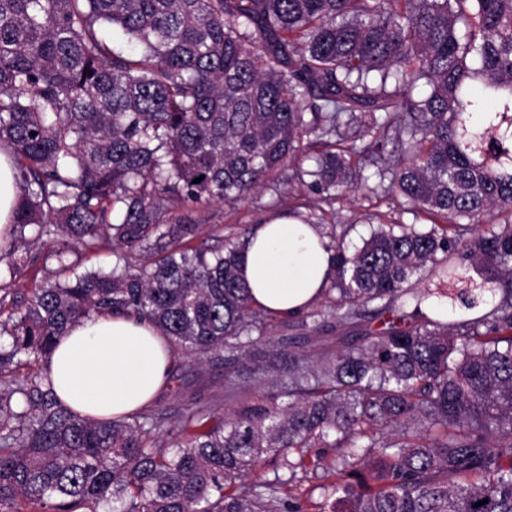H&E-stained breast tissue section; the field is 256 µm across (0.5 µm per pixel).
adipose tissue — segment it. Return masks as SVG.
Masks as SVG:
<instances>
[{
  "label": "adipose tissue",
  "instance_id": "1",
  "mask_svg": "<svg viewBox=\"0 0 512 512\" xmlns=\"http://www.w3.org/2000/svg\"><path fill=\"white\" fill-rule=\"evenodd\" d=\"M18 188L0 151V246L10 231ZM335 272L328 237L293 216L255 226L241 274L254 305L282 317L319 302ZM169 344L153 325L120 316L77 324L61 338L47 365L60 400L80 415L116 418L146 406L167 381Z\"/></svg>",
  "mask_w": 512,
  "mask_h": 512
}]
</instances>
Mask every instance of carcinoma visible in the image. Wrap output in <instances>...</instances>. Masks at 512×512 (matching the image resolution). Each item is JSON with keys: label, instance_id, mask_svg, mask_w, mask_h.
<instances>
[{"label": "carcinoma", "instance_id": "obj_1", "mask_svg": "<svg viewBox=\"0 0 512 512\" xmlns=\"http://www.w3.org/2000/svg\"><path fill=\"white\" fill-rule=\"evenodd\" d=\"M0 150L12 275L38 260L28 228L63 271L74 248L116 256L0 287V373L112 314L231 388L267 342L249 377L274 378L229 413L189 405L165 443L151 414L73 412L44 374L37 404L0 391V512H308L284 487L319 469L317 512H512V0H0ZM287 165L328 205L381 192L423 220L332 241L306 317L334 349L272 344L247 235L191 246L201 208ZM262 462L288 480L246 481ZM18 188L15 183L11 160L0 151V246L8 247L12 242L10 231ZM115 261L110 250H103L97 254H84L79 250L69 254L68 262L75 264L74 271L78 274L96 271L100 268L108 269Z\"/></svg>", "mask_w": 512, "mask_h": 512}]
</instances>
